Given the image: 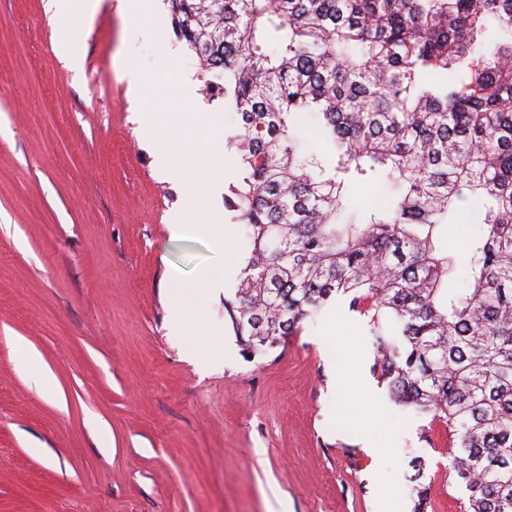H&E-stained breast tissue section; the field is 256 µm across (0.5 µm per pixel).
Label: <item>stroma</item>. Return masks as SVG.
I'll use <instances>...</instances> for the list:
<instances>
[{
    "instance_id": "stroma-1",
    "label": "stroma",
    "mask_w": 512,
    "mask_h": 512,
    "mask_svg": "<svg viewBox=\"0 0 512 512\" xmlns=\"http://www.w3.org/2000/svg\"><path fill=\"white\" fill-rule=\"evenodd\" d=\"M45 4L0 0V512H377L388 485L387 512H461L444 427L391 398L343 298L256 357L216 300L223 361L186 358L169 331L171 276L242 269L248 245L231 211L226 247L172 234L187 187L157 174L138 121L164 112L178 130L197 109L220 112L223 139L237 123L174 29L158 66L153 24L101 0L77 76L54 50L67 18ZM127 64L150 86L134 104ZM188 73L190 99L177 94ZM19 339L66 408L17 371Z\"/></svg>"
}]
</instances>
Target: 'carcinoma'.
I'll return each mask as SVG.
<instances>
[{
	"mask_svg": "<svg viewBox=\"0 0 512 512\" xmlns=\"http://www.w3.org/2000/svg\"><path fill=\"white\" fill-rule=\"evenodd\" d=\"M167 4L237 119L224 207L250 255L224 317L243 353L344 298L393 400L448 428L463 512H512V0ZM361 187L383 197L351 212ZM466 210L480 243L451 288Z\"/></svg>",
	"mask_w": 512,
	"mask_h": 512,
	"instance_id": "1",
	"label": "carcinoma"
}]
</instances>
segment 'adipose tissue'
<instances>
[{"instance_id":"adipose-tissue-1","label":"adipose tissue","mask_w":512,"mask_h":512,"mask_svg":"<svg viewBox=\"0 0 512 512\" xmlns=\"http://www.w3.org/2000/svg\"><path fill=\"white\" fill-rule=\"evenodd\" d=\"M47 2L53 10L67 8L76 19L75 25L59 32L54 49L72 71L81 72L82 60L76 47L91 25L100 0ZM216 121V113H194L193 122L202 128L203 134L196 150L189 154L183 153L179 138L169 132L165 115H157L153 122L139 125L138 136L143 143L155 145L159 174L188 186L181 209L182 230L222 244L228 234L220 195L232 170L224 154L223 141L205 133ZM229 276V271L223 267L212 266L202 269L194 281L176 278L170 283V330L187 356L201 367L224 354L223 345L209 338L207 317L211 302L223 291Z\"/></svg>"}]
</instances>
